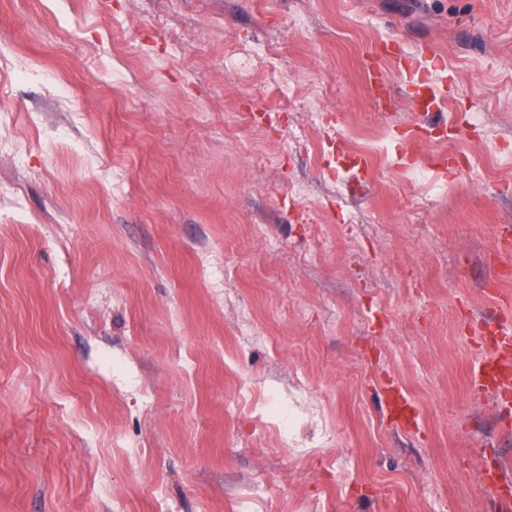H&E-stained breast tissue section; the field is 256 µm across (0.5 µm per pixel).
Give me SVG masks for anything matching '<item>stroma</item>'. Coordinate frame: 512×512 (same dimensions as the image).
I'll list each match as a JSON object with an SVG mask.
<instances>
[{
  "mask_svg": "<svg viewBox=\"0 0 512 512\" xmlns=\"http://www.w3.org/2000/svg\"><path fill=\"white\" fill-rule=\"evenodd\" d=\"M496 289L512 0H0V512H498Z\"/></svg>",
  "mask_w": 512,
  "mask_h": 512,
  "instance_id": "35a3bbf8",
  "label": "stroma"
}]
</instances>
